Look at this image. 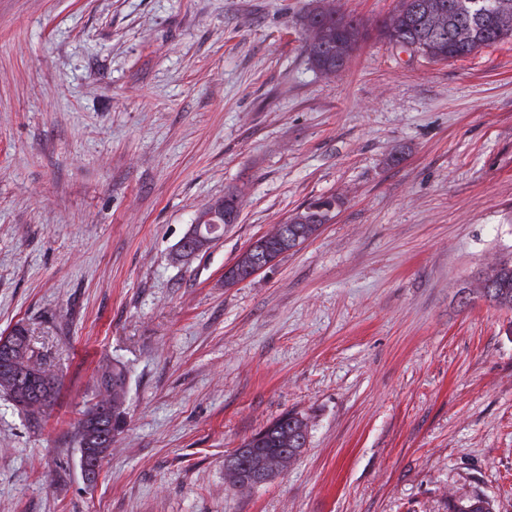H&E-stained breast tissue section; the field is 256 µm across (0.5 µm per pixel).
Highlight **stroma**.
<instances>
[{"instance_id":"1","label":"stroma","mask_w":512,"mask_h":512,"mask_svg":"<svg viewBox=\"0 0 512 512\" xmlns=\"http://www.w3.org/2000/svg\"><path fill=\"white\" fill-rule=\"evenodd\" d=\"M316 0H0V335L58 379L0 395V512H512V312L460 292L512 254V42L434 61L365 36L307 60ZM235 191L237 223L175 260ZM331 224L233 286L310 200ZM127 425L96 483L75 424L101 366ZM309 437L248 492L224 456L286 412ZM286 239H269L264 242L262 246H257L255 251L248 252L246 250L236 262L237 266L246 265L254 259V263L263 262L266 263L262 266H257L254 264L252 267L243 270L235 267V264L228 269H226L224 273V282L227 285H232L238 283L240 281L246 280L251 277L253 274L260 270H264L270 268L273 265L272 261L278 258L283 253L287 252L289 249L295 246V244H284ZM242 279V280H241ZM15 332V334H14ZM13 335L8 334L6 340L10 343L26 341L31 367L10 364L9 371H12L21 384L20 394L25 398L18 399L16 392L12 389L1 387L0 393L7 396L19 409L36 424L40 423L52 407L57 396V381L51 371L45 366L40 358L31 349L29 331L25 326L16 325L12 329ZM48 379V381H46ZM450 512H493L490 502L479 494L451 499Z\"/></svg>"}]
</instances>
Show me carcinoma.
<instances>
[{
    "label": "carcinoma",
    "mask_w": 512,
    "mask_h": 512,
    "mask_svg": "<svg viewBox=\"0 0 512 512\" xmlns=\"http://www.w3.org/2000/svg\"><path fill=\"white\" fill-rule=\"evenodd\" d=\"M433 0H399V7L393 17L381 23L380 35L388 41L402 46H413L421 54L436 60H448L471 55L485 47L512 38V6L508 13L500 10L501 0H439L445 10L442 22L431 21L429 5ZM310 33L307 44L309 63L318 71L334 74L340 71L345 61L336 57V42L354 48L364 37L361 24L354 18L334 11L315 9L305 20ZM331 204L329 198H318L309 202L300 218L302 223L288 225V239H269L252 252H244L236 265L251 261L267 263L292 248V242L307 241L319 231L316 216L320 209ZM224 221L235 224L239 218V203L232 191L224 193ZM501 266V273L492 277L480 273L474 286L464 290V301L482 298L499 309L512 310V258L503 256L495 261ZM29 341V331L22 325L13 328V333L0 336V362L7 354L6 345ZM31 366L9 365L21 384L20 393L0 386V393L7 396L19 409L36 424L40 423L52 407L57 396V381L33 350H28ZM128 377L125 366L119 362L104 369L96 379V392L80 413L75 431L79 447L92 446L99 454L107 456L112 450V439L126 424L125 401L111 399L113 392H127ZM306 419L289 412L260 432L245 439L241 446L227 455L225 461L235 459L253 465L254 449L286 453L294 461L306 447L308 430ZM450 512H492L490 502L479 494L452 499Z\"/></svg>",
    "instance_id": "obj_1"
}]
</instances>
